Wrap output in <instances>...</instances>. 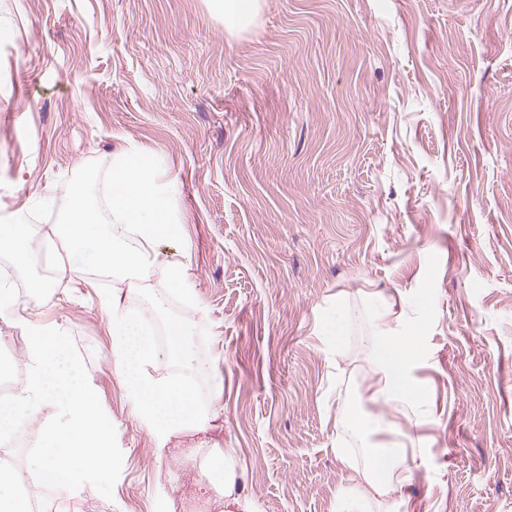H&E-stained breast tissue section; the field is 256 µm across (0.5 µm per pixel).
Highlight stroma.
<instances>
[{
	"label": "stroma",
	"instance_id": "obj_1",
	"mask_svg": "<svg viewBox=\"0 0 512 512\" xmlns=\"http://www.w3.org/2000/svg\"><path fill=\"white\" fill-rule=\"evenodd\" d=\"M0 216L61 205L85 164L165 159L186 266L220 390L210 431L158 454L112 363L100 280L56 277L0 318L24 363L23 319L71 335L123 453L45 512H154L198 495L199 459L234 453L253 512H334L358 481L334 452L337 407L378 375L371 295L415 331L429 416L387 409L411 438L392 512H512V0H262L232 35L208 0H0ZM351 322L324 342L337 299Z\"/></svg>",
	"mask_w": 512,
	"mask_h": 512
}]
</instances>
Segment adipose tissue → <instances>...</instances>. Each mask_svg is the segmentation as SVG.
Masks as SVG:
<instances>
[{"mask_svg": "<svg viewBox=\"0 0 512 512\" xmlns=\"http://www.w3.org/2000/svg\"><path fill=\"white\" fill-rule=\"evenodd\" d=\"M373 307L381 331L379 341L373 345L378 379L370 398L387 406L407 405L417 415H424L426 399L421 390L412 384L408 375V362L418 349L419 338L414 334L398 338L391 336L388 298H376ZM381 422V415L376 413L337 408V458L343 465L351 463L343 438V433L347 430L363 438L366 451L361 466V482L354 488L339 492L335 512H369L372 502L390 497L394 491L410 481L412 468L408 461L406 444L400 440H378ZM207 464L209 470L216 475L212 485L218 505L224 508L234 507L235 512H251L249 502L236 489L237 467L231 449L221 448L209 454Z\"/></svg>", "mask_w": 512, "mask_h": 512, "instance_id": "adipose-tissue-1", "label": "adipose tissue"}]
</instances>
